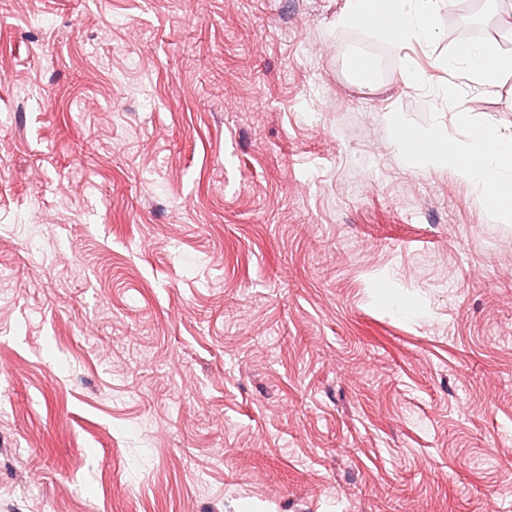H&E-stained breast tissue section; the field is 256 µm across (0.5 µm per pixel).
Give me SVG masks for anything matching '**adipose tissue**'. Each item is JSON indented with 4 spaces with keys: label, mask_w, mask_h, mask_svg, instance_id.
Segmentation results:
<instances>
[{
    "label": "adipose tissue",
    "mask_w": 512,
    "mask_h": 512,
    "mask_svg": "<svg viewBox=\"0 0 512 512\" xmlns=\"http://www.w3.org/2000/svg\"><path fill=\"white\" fill-rule=\"evenodd\" d=\"M440 0H346L337 24L363 27L384 40L402 45L428 40L434 31ZM456 56L470 66L484 84H495L512 73V53L482 44H464ZM397 141L410 160L432 167L453 168L462 178L479 186L483 198L502 200L512 196V139L486 130L474 131L456 147L400 128Z\"/></svg>",
    "instance_id": "adipose-tissue-1"
}]
</instances>
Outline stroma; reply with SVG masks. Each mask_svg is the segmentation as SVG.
I'll return each instance as SVG.
<instances>
[{"mask_svg": "<svg viewBox=\"0 0 512 512\" xmlns=\"http://www.w3.org/2000/svg\"><path fill=\"white\" fill-rule=\"evenodd\" d=\"M461 2L366 86L345 0H0V512H512V218L395 136L512 137Z\"/></svg>", "mask_w": 512, "mask_h": 512, "instance_id": "stroma-1", "label": "stroma"}]
</instances>
